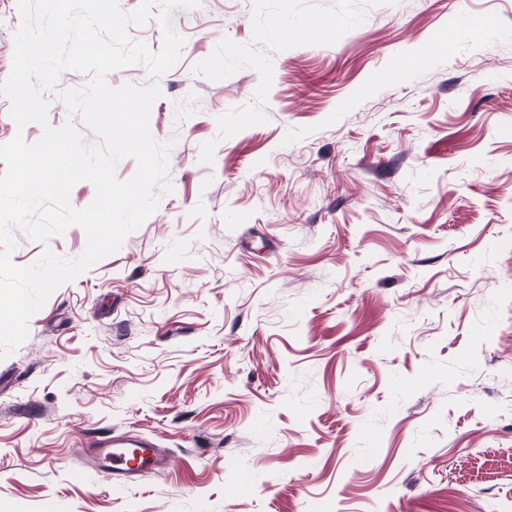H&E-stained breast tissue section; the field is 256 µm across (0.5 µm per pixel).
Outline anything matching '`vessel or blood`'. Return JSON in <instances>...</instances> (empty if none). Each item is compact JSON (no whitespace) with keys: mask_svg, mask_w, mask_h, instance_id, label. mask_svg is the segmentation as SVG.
Listing matches in <instances>:
<instances>
[{"mask_svg":"<svg viewBox=\"0 0 512 512\" xmlns=\"http://www.w3.org/2000/svg\"><path fill=\"white\" fill-rule=\"evenodd\" d=\"M98 466L102 473L124 480H132L137 471L166 465V458L153 441L140 438L134 441L122 437L99 440Z\"/></svg>","mask_w":512,"mask_h":512,"instance_id":"obj_1","label":"vessel or blood"}]
</instances>
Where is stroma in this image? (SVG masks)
Returning a JSON list of instances; mask_svg holds the SVG:
<instances>
[{
  "instance_id": "stroma-1",
  "label": "stroma",
  "mask_w": 512,
  "mask_h": 512,
  "mask_svg": "<svg viewBox=\"0 0 512 512\" xmlns=\"http://www.w3.org/2000/svg\"><path fill=\"white\" fill-rule=\"evenodd\" d=\"M173 17V68L107 76L157 82L172 190L0 361V512H512V0ZM113 434L168 466L112 485Z\"/></svg>"
}]
</instances>
